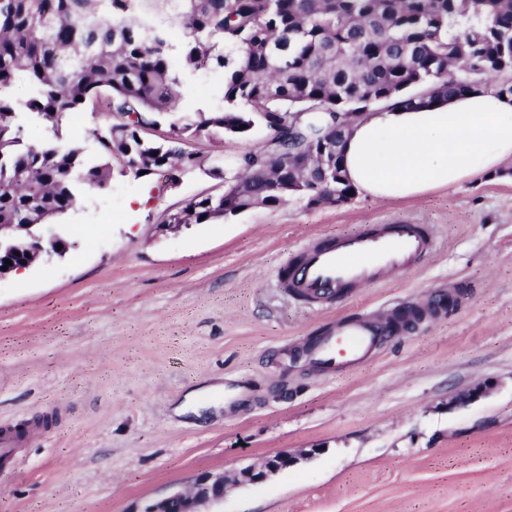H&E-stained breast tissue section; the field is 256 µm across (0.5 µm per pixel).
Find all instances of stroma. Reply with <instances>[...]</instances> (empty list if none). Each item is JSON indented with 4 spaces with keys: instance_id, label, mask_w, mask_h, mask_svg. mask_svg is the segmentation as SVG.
<instances>
[{
    "instance_id": "1",
    "label": "stroma",
    "mask_w": 512,
    "mask_h": 512,
    "mask_svg": "<svg viewBox=\"0 0 512 512\" xmlns=\"http://www.w3.org/2000/svg\"><path fill=\"white\" fill-rule=\"evenodd\" d=\"M89 111L62 145L97 158ZM269 130L193 141L203 169L175 185L113 171L36 226L62 253L0 277V512H141L206 472L285 454L223 512H512V162L452 189L343 204L294 199L227 221L165 226L222 190ZM431 225L415 270L317 307L278 287L302 244L366 224ZM448 294L362 363L303 356L341 322Z\"/></svg>"
}]
</instances>
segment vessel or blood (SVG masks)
<instances>
[{
	"label": "vessel or blood",
	"instance_id": "vessel-or-blood-1",
	"mask_svg": "<svg viewBox=\"0 0 512 512\" xmlns=\"http://www.w3.org/2000/svg\"><path fill=\"white\" fill-rule=\"evenodd\" d=\"M434 239L421 224H370L361 231L304 246L300 263H286L279 274L287 288L321 304L361 285H379L393 274L417 268L432 252ZM387 325L343 321L336 334L316 338L310 360L332 366L361 361L383 338Z\"/></svg>",
	"mask_w": 512,
	"mask_h": 512
}]
</instances>
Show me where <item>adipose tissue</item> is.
I'll list each match as a JSON object with an SVG mask.
<instances>
[{"label": "adipose tissue", "instance_id": "adipose-tissue-1", "mask_svg": "<svg viewBox=\"0 0 512 512\" xmlns=\"http://www.w3.org/2000/svg\"><path fill=\"white\" fill-rule=\"evenodd\" d=\"M512 160V102L485 90L427 110L389 107L354 122L344 169L363 194L383 200L454 188Z\"/></svg>", "mask_w": 512, "mask_h": 512}]
</instances>
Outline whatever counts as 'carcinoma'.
Wrapping results in <instances>:
<instances>
[{
  "label": "carcinoma",
  "instance_id": "carcinoma-1",
  "mask_svg": "<svg viewBox=\"0 0 512 512\" xmlns=\"http://www.w3.org/2000/svg\"><path fill=\"white\" fill-rule=\"evenodd\" d=\"M180 31L174 40L173 31ZM220 74L222 107L178 117L181 137L145 136L178 113L181 88ZM27 81L19 103L11 89ZM485 88L512 98V0H0V224H42L107 188L112 157L140 177L177 182L202 168L187 142L245 136L255 122L288 157L249 152L223 190L188 201L166 224H204L296 198L310 207L351 199L346 135L332 163L314 136L356 112L429 108ZM105 96L110 122L94 135L101 161L59 144L65 122ZM49 137L26 144L20 109ZM312 113V131L295 127Z\"/></svg>",
  "mask_w": 512,
  "mask_h": 512
}]
</instances>
